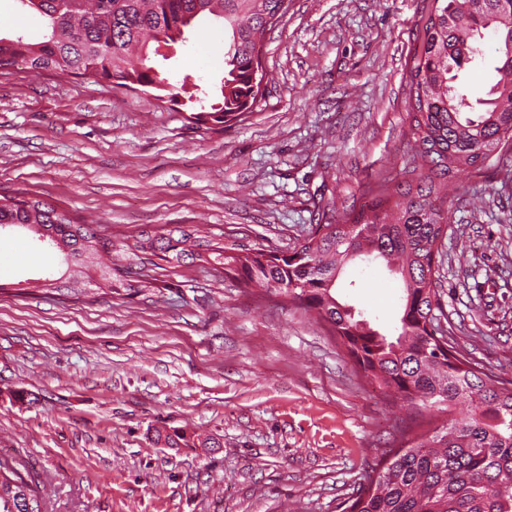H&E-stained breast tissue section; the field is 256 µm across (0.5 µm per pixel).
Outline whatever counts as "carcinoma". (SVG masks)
I'll return each mask as SVG.
<instances>
[{
    "label": "carcinoma",
    "mask_w": 512,
    "mask_h": 512,
    "mask_svg": "<svg viewBox=\"0 0 512 512\" xmlns=\"http://www.w3.org/2000/svg\"><path fill=\"white\" fill-rule=\"evenodd\" d=\"M45 20V40L0 37V71L17 65L60 76L93 78L157 98L178 100L167 79L148 65L151 44L174 43L201 19L224 21L221 100L186 116L224 128L258 102L263 41L288 12V0H22ZM414 48L408 180H384L372 204L351 221L320 224L290 252L200 241L182 227L157 233L108 235L23 192L0 194V226L19 225L59 250L86 278L47 279L43 287L91 304L101 295H148L159 289L131 267L217 264L294 302L324 322L346 349L357 374L418 412H465L433 435L404 430L399 444L364 477L342 512H512V378L478 370L459 354L435 312L439 251L452 220L445 189L458 172H480L512 139V61L499 42L496 82L482 109L458 93L464 61L481 55L479 32L512 33L502 0H434ZM382 259L400 275L403 296L390 337L336 298V282L356 258ZM448 337L447 342L440 338ZM21 463L0 457V512H41L38 485Z\"/></svg>",
    "instance_id": "obj_1"
}]
</instances>
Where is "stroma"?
<instances>
[{
	"label": "stroma",
	"instance_id": "obj_1",
	"mask_svg": "<svg viewBox=\"0 0 512 512\" xmlns=\"http://www.w3.org/2000/svg\"><path fill=\"white\" fill-rule=\"evenodd\" d=\"M434 0H290L265 36L263 95L220 131L187 106L92 78L0 73V193L25 191L113 234L174 226L290 251L370 203L411 160L408 82ZM41 39L40 16L0 0V35ZM224 24L152 55L174 85L213 95ZM461 91L485 99L498 40ZM512 148L448 186L441 303L457 349L512 372ZM67 271L28 230L0 233V455L28 467L43 512H340L417 419L359 377L301 306L201 263L159 271L151 298L78 304L28 279ZM340 301L393 332L403 292L357 259ZM180 430L217 448H171Z\"/></svg>",
	"mask_w": 512,
	"mask_h": 512
}]
</instances>
